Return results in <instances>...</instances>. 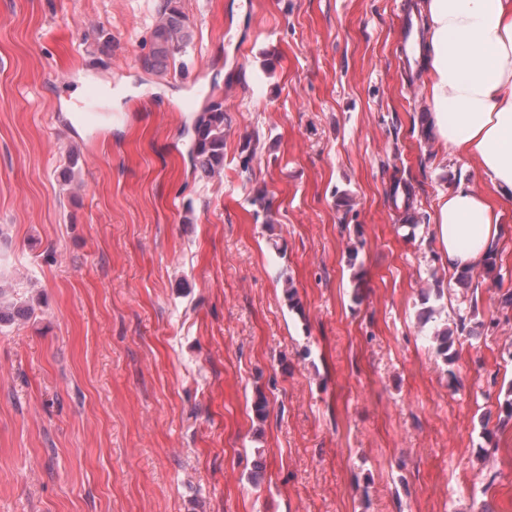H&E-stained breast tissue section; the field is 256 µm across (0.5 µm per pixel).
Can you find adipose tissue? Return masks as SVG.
<instances>
[{"instance_id":"1","label":"adipose tissue","mask_w":512,"mask_h":512,"mask_svg":"<svg viewBox=\"0 0 512 512\" xmlns=\"http://www.w3.org/2000/svg\"><path fill=\"white\" fill-rule=\"evenodd\" d=\"M421 57L428 124L446 150L477 160L486 190L440 195L433 236L450 269L483 264L512 203V0H425Z\"/></svg>"}]
</instances>
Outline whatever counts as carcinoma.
<instances>
[{"label":"carcinoma","instance_id":"carcinoma-1","mask_svg":"<svg viewBox=\"0 0 512 512\" xmlns=\"http://www.w3.org/2000/svg\"><path fill=\"white\" fill-rule=\"evenodd\" d=\"M190 41L188 19L177 6V0H164L159 22L152 32V48L143 60L144 67L151 71H161L168 67ZM226 117L219 104L203 110L193 127L191 160L194 170L209 177L224 168V126ZM31 315L30 308L23 305L4 306L0 304V323L24 320ZM430 339L437 351L448 357L452 340L450 330L435 327Z\"/></svg>","mask_w":512,"mask_h":512}]
</instances>
